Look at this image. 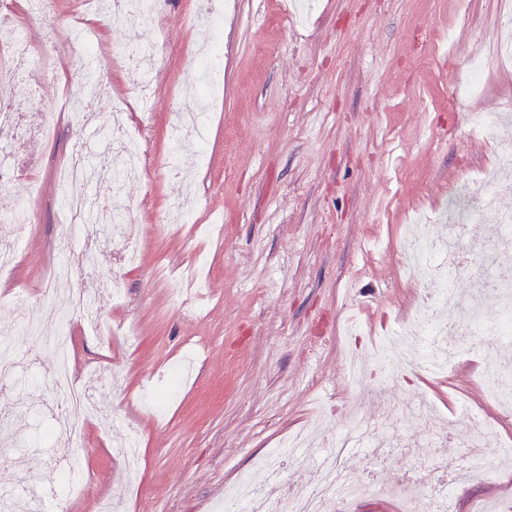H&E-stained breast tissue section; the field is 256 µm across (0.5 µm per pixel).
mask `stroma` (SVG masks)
<instances>
[{
  "instance_id": "35a3bbf8",
  "label": "stroma",
  "mask_w": 512,
  "mask_h": 512,
  "mask_svg": "<svg viewBox=\"0 0 512 512\" xmlns=\"http://www.w3.org/2000/svg\"><path fill=\"white\" fill-rule=\"evenodd\" d=\"M32 53L19 108L56 123L54 140L9 127L0 145L26 179L0 185V211L28 210L17 261L0 275V329L11 342L38 349L17 390L0 392V448L20 447L0 462L5 512H93L76 492L69 459L89 469L116 512H212L224 488L256 459L278 467L301 491L315 483L324 449L352 425L351 415L385 418L381 457L355 449L349 480L391 474L394 495L371 493L353 512H399L402 502L430 512L428 487L413 472L455 471L452 512H512V483L462 475L470 439L494 407L484 389L483 352L512 366V347L488 329L448 374L433 378L400 365L352 380L349 353L371 352V338L349 336L347 311H361L385 335L419 301L420 286L403 269L399 239L409 215L435 208L454 178L492 160L483 138L468 133L470 113L512 103V64L488 62L482 97L453 101L470 74L469 55L500 36L498 0H317L304 22L286 20L283 0H235L222 20L187 23L192 0H162L159 24L172 47L152 56L149 109L132 105L130 128L142 129L145 176L119 193L89 183L81 193L102 201L84 224L101 225L129 210L140 263L120 247L98 244L92 260L43 287L64 255L54 193L58 164L76 141L95 151L114 98L127 79L112 49L148 42L149 29L94 23L89 48H70L77 0H50L49 20L30 18L28 0H0ZM224 42L223 94L207 108L204 155L190 188L196 223L172 229L166 202L183 190L155 158L169 153L175 105L196 107L194 60L187 48ZM95 66L111 96L98 103L96 127L83 128L57 107V96ZM116 282L97 296L111 328H59L56 314L86 282ZM45 314L44 333L67 331L75 381L98 395L76 428L58 426L63 394L48 383L55 359L38 339L14 331L26 313ZM112 386L101 389L102 371ZM303 431L306 446L288 456L278 445Z\"/></svg>"
}]
</instances>
